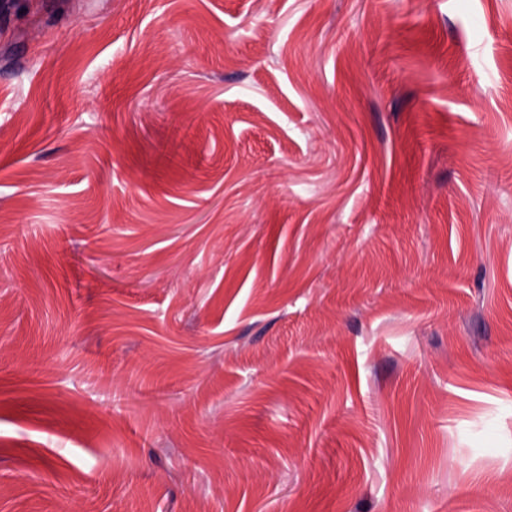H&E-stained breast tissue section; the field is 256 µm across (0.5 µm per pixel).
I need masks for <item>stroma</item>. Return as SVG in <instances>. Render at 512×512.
<instances>
[{
	"label": "stroma",
	"mask_w": 512,
	"mask_h": 512,
	"mask_svg": "<svg viewBox=\"0 0 512 512\" xmlns=\"http://www.w3.org/2000/svg\"><path fill=\"white\" fill-rule=\"evenodd\" d=\"M512 0H0V512H512Z\"/></svg>",
	"instance_id": "stroma-1"
}]
</instances>
